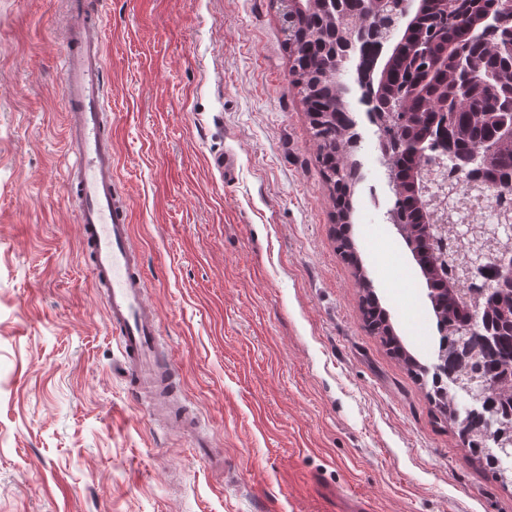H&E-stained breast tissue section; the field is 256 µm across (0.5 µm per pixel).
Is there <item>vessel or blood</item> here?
<instances>
[{
	"instance_id": "1",
	"label": "vessel or blood",
	"mask_w": 512,
	"mask_h": 512,
	"mask_svg": "<svg viewBox=\"0 0 512 512\" xmlns=\"http://www.w3.org/2000/svg\"><path fill=\"white\" fill-rule=\"evenodd\" d=\"M66 53L62 61L65 138L74 162L67 179L80 199L81 237L93 255L91 276L104 299L129 371L140 387L159 390L160 317L144 301L145 281L132 245L130 213L115 196L112 140L102 127L105 60L96 14L83 0H68Z\"/></svg>"
}]
</instances>
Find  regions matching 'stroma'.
Listing matches in <instances>:
<instances>
[{
	"label": "stroma",
	"mask_w": 512,
	"mask_h": 512,
	"mask_svg": "<svg viewBox=\"0 0 512 512\" xmlns=\"http://www.w3.org/2000/svg\"><path fill=\"white\" fill-rule=\"evenodd\" d=\"M96 2L119 194L195 430L133 396L89 275L66 183L67 0H0V512H512V484L363 322L274 0ZM360 96L351 236L429 366L435 316L373 202L389 187Z\"/></svg>",
	"instance_id": "obj_1"
}]
</instances>
